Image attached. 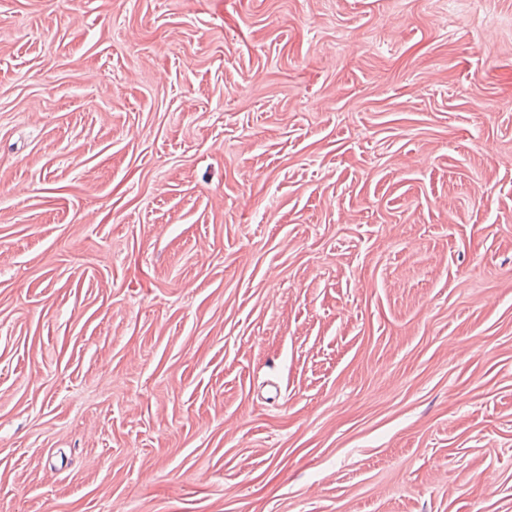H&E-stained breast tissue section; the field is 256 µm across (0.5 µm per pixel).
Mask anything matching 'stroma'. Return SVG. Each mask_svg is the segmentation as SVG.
I'll return each instance as SVG.
<instances>
[{
    "mask_svg": "<svg viewBox=\"0 0 512 512\" xmlns=\"http://www.w3.org/2000/svg\"><path fill=\"white\" fill-rule=\"evenodd\" d=\"M0 512H512V0H0Z\"/></svg>",
    "mask_w": 512,
    "mask_h": 512,
    "instance_id": "stroma-1",
    "label": "stroma"
}]
</instances>
